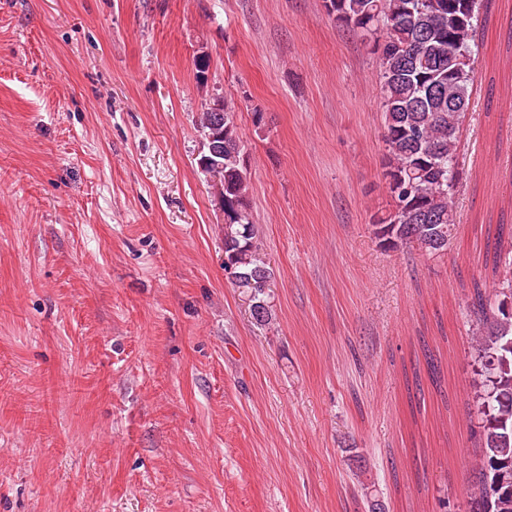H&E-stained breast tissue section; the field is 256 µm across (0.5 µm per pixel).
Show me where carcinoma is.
<instances>
[{
  "instance_id": "1",
  "label": "carcinoma",
  "mask_w": 512,
  "mask_h": 512,
  "mask_svg": "<svg viewBox=\"0 0 512 512\" xmlns=\"http://www.w3.org/2000/svg\"><path fill=\"white\" fill-rule=\"evenodd\" d=\"M335 21L373 43L379 59V94L386 147L383 178L391 209L374 221V234L397 248L415 244L432 254L447 249L456 224L455 193L448 178L456 166L460 127L474 81V33L481 0H472L471 22L452 19L456 0H332ZM224 139L210 167L224 198V255L228 276L249 297L253 319L272 320L266 288L272 272L257 244L249 202L247 147L235 106L222 100ZM505 275L499 288H477L473 312L482 324L475 338L484 380L475 387L479 428L470 463L466 512H512V315L500 309L512 287V247L494 252Z\"/></svg>"
}]
</instances>
